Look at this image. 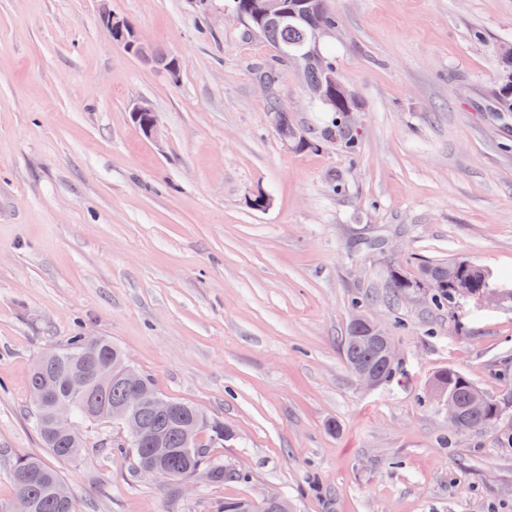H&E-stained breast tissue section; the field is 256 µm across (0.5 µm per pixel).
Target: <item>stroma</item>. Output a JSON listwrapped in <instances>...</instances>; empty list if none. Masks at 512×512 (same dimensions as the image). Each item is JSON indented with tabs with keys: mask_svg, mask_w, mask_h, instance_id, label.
<instances>
[{
	"mask_svg": "<svg viewBox=\"0 0 512 512\" xmlns=\"http://www.w3.org/2000/svg\"><path fill=\"white\" fill-rule=\"evenodd\" d=\"M325 5L338 25L321 49L362 112L355 160L324 140L291 64L279 100L309 145L281 140L255 77L272 49L230 0H0V508L15 462L38 456L80 512H215L271 491L293 512H512L497 440L512 428V112L490 109L512 0ZM106 11L178 55V79L113 43ZM144 99L159 137L131 119ZM448 261L503 291L449 311L422 289L392 301L391 270ZM356 297L401 358L372 389L340 347ZM78 334L229 429L210 452L235 478L142 481L110 451L123 429L98 421L81 458L52 455L29 375ZM445 368L499 405L497 428L449 434L426 397Z\"/></svg>",
	"mask_w": 512,
	"mask_h": 512,
	"instance_id": "obj_1",
	"label": "stroma"
}]
</instances>
